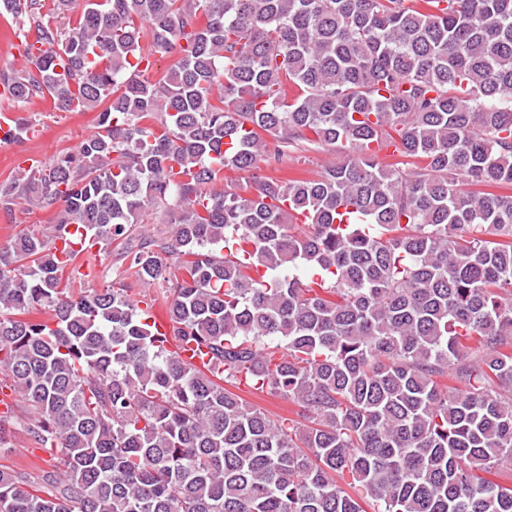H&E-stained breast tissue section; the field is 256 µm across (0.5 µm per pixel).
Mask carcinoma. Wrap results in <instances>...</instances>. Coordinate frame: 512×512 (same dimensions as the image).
Here are the masks:
<instances>
[{
  "label": "carcinoma",
  "instance_id": "obj_1",
  "mask_svg": "<svg viewBox=\"0 0 512 512\" xmlns=\"http://www.w3.org/2000/svg\"><path fill=\"white\" fill-rule=\"evenodd\" d=\"M74 4L0 0L46 47L10 96L100 109L0 183V211L58 209L0 246V374L59 460L0 465V512H512V0H89L71 33ZM301 145L348 153L215 190ZM148 207L170 230L136 241ZM112 245L87 286L76 257ZM119 261L116 257L115 252L112 250V255L106 256L101 251V255L97 256V268L96 278L91 283L94 288H102L112 283L117 276L115 275L116 268L119 266L116 262ZM113 270V272H112ZM247 399L274 416L296 418L298 407L286 399L267 395H246Z\"/></svg>",
  "mask_w": 512,
  "mask_h": 512
}]
</instances>
